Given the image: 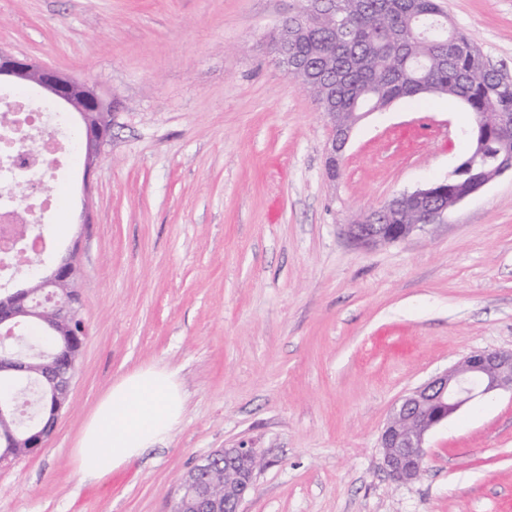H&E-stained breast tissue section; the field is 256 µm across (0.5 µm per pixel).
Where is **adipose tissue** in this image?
<instances>
[{"label":"adipose tissue","instance_id":"ef3b65f1","mask_svg":"<svg viewBox=\"0 0 512 512\" xmlns=\"http://www.w3.org/2000/svg\"><path fill=\"white\" fill-rule=\"evenodd\" d=\"M186 396L175 373L154 366L120 376L99 400L75 450L83 476L101 481L166 441L182 421Z\"/></svg>","mask_w":512,"mask_h":512}]
</instances>
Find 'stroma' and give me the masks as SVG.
Listing matches in <instances>:
<instances>
[{
  "label": "stroma",
  "instance_id": "stroma-1",
  "mask_svg": "<svg viewBox=\"0 0 512 512\" xmlns=\"http://www.w3.org/2000/svg\"><path fill=\"white\" fill-rule=\"evenodd\" d=\"M438 3L512 74V0ZM301 6L0 0V48L86 81L113 111L92 173L77 146L19 189H57L36 267L77 250L87 335L46 446L0 462V512H171L180 477L242 439L265 460L241 512H512L511 392L450 416L412 483L386 475L380 442L406 392L512 349V174L434 235L351 243L359 214L451 175L474 115L437 94L397 101L356 126L328 181V123L267 52ZM149 364L186 391L182 423L84 478V421Z\"/></svg>",
  "mask_w": 512,
  "mask_h": 512
}]
</instances>
